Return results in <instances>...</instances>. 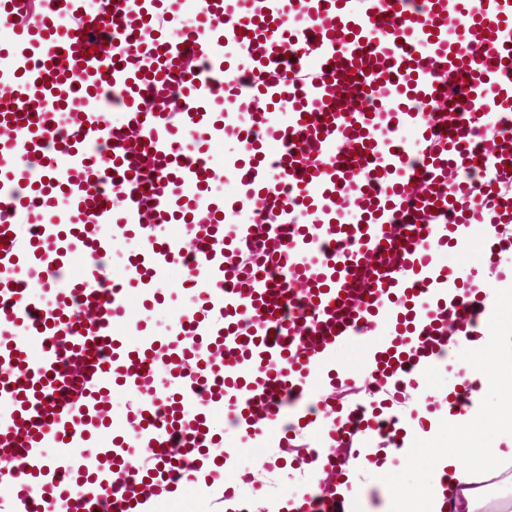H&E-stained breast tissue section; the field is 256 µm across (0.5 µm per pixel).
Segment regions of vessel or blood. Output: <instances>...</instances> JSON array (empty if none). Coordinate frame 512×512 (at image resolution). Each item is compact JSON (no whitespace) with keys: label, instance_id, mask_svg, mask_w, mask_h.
<instances>
[{"label":"vessel or blood","instance_id":"obj_1","mask_svg":"<svg viewBox=\"0 0 512 512\" xmlns=\"http://www.w3.org/2000/svg\"><path fill=\"white\" fill-rule=\"evenodd\" d=\"M41 3L0 0V512H35L43 491L60 512H151L135 478L112 481L134 450L206 447L219 407L259 434L333 382L356 340L375 386L402 396L487 312L478 293L454 303L468 283L433 251L479 232L484 211L512 219V137L478 118L512 107V0H203L188 28L175 0ZM224 100L246 128L207 111ZM197 135L237 137L240 158L214 164ZM226 178L262 222L208 202ZM184 215L197 223L168 232ZM130 232L148 245L115 282L104 259ZM188 256L206 286L171 335L150 333L127 295L158 303ZM160 365L177 385L163 400ZM116 386L140 401L129 434L100 443ZM395 424L361 416L355 431ZM197 469L156 470L158 490Z\"/></svg>","mask_w":512,"mask_h":512}]
</instances>
